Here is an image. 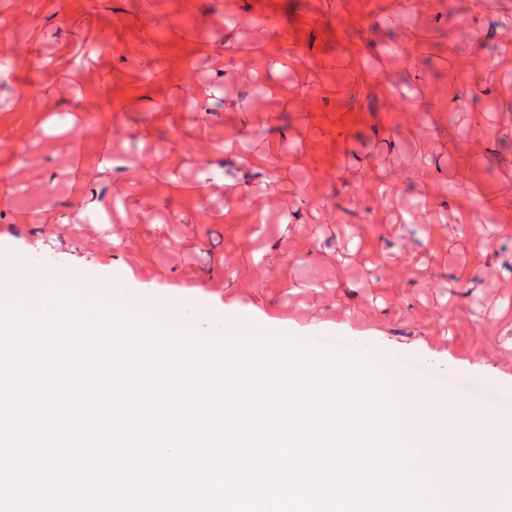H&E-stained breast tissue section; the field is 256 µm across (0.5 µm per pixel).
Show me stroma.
I'll return each mask as SVG.
<instances>
[{
	"instance_id": "stroma-1",
	"label": "stroma",
	"mask_w": 512,
	"mask_h": 512,
	"mask_svg": "<svg viewBox=\"0 0 512 512\" xmlns=\"http://www.w3.org/2000/svg\"><path fill=\"white\" fill-rule=\"evenodd\" d=\"M1 59L0 173L52 205L0 188V271L344 343L452 428L471 383L512 438V0H0Z\"/></svg>"
}]
</instances>
